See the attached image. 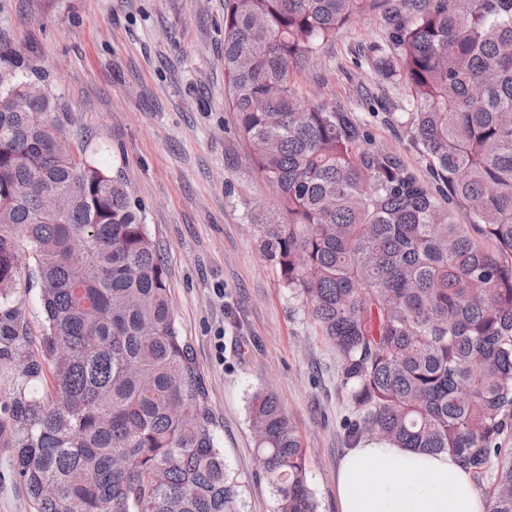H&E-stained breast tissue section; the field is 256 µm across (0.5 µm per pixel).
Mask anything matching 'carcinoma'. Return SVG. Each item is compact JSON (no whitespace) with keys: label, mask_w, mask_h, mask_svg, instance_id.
Here are the masks:
<instances>
[{"label":"carcinoma","mask_w":512,"mask_h":512,"mask_svg":"<svg viewBox=\"0 0 512 512\" xmlns=\"http://www.w3.org/2000/svg\"><path fill=\"white\" fill-rule=\"evenodd\" d=\"M367 57L408 95L404 126L435 186L365 147L345 112L307 106L295 76L381 0H224V95L277 205L251 215L263 253L341 362L348 443L387 440L494 470L489 512H512V0H404ZM0 297L28 256L53 392L0 422L33 512H242L214 442L167 271L128 186L62 155L56 97L0 79ZM490 241L488 250L483 242ZM0 306V357L27 338ZM249 421L275 512H318L307 449L277 395Z\"/></svg>","instance_id":"obj_1"}]
</instances>
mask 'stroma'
Returning <instances> with one entry per match:
<instances>
[{"label": "stroma", "instance_id": "obj_1", "mask_svg": "<svg viewBox=\"0 0 512 512\" xmlns=\"http://www.w3.org/2000/svg\"><path fill=\"white\" fill-rule=\"evenodd\" d=\"M401 0L359 15L297 82L303 99L344 110L373 149L420 177L428 163L401 123L406 91L365 66L387 45ZM0 75L47 87L73 143L126 182L164 256L181 336L207 395L215 443L243 490V512H274L248 400L271 388L304 448L318 512H337L336 471L351 410L340 360L264 256L251 212L276 198L259 181L224 104V0H0ZM14 300L31 335L44 323L37 278ZM0 435V512H32Z\"/></svg>", "mask_w": 512, "mask_h": 512}]
</instances>
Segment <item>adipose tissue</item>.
Wrapping results in <instances>:
<instances>
[{
  "instance_id": "1",
  "label": "adipose tissue",
  "mask_w": 512,
  "mask_h": 512,
  "mask_svg": "<svg viewBox=\"0 0 512 512\" xmlns=\"http://www.w3.org/2000/svg\"><path fill=\"white\" fill-rule=\"evenodd\" d=\"M338 512H486L472 476L447 452L366 441L342 458Z\"/></svg>"
}]
</instances>
